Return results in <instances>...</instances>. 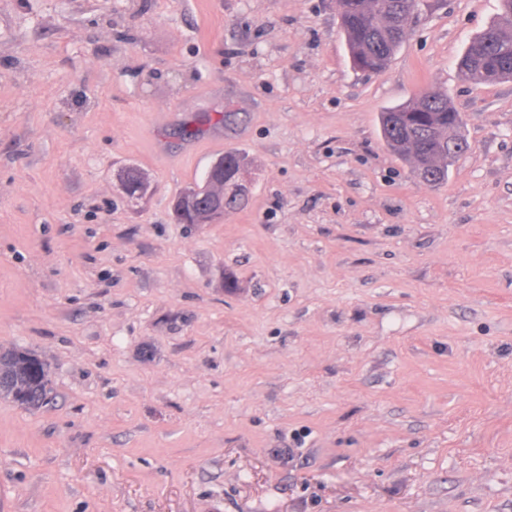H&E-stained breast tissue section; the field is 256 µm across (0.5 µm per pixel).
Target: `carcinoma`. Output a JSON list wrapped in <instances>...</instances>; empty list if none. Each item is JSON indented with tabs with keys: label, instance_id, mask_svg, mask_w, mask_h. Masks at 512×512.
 I'll return each mask as SVG.
<instances>
[{
	"label": "carcinoma",
	"instance_id": "obj_1",
	"mask_svg": "<svg viewBox=\"0 0 512 512\" xmlns=\"http://www.w3.org/2000/svg\"><path fill=\"white\" fill-rule=\"evenodd\" d=\"M341 28L354 68L371 72L389 65L405 39L417 0H339ZM457 68L472 80L489 84L512 80V0H498L495 19L474 37L457 59ZM463 119L445 93H425L410 102L380 113L382 134L401 159L427 149L428 166L418 178L435 184L448 178V139L466 149L461 134ZM247 167L238 152L224 154V182L236 180ZM128 197L144 189L135 167L124 171ZM52 380L44 362L20 349L0 350V398L23 409H38L48 400Z\"/></svg>",
	"mask_w": 512,
	"mask_h": 512
}]
</instances>
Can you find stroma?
Listing matches in <instances>:
<instances>
[{"label":"stroma","mask_w":512,"mask_h":512,"mask_svg":"<svg viewBox=\"0 0 512 512\" xmlns=\"http://www.w3.org/2000/svg\"><path fill=\"white\" fill-rule=\"evenodd\" d=\"M497 5L376 74L337 0H0V348L54 392L0 399V512H512V81L456 68ZM424 90L437 185L378 122ZM227 151L247 206L175 223ZM463 119L446 93H425L410 102L380 113L382 134L390 149L401 159L411 161L414 173L428 184H435L448 178V157L453 156L457 147L448 137L458 142L464 152L466 141L461 134ZM427 148L429 164L424 156L415 158ZM428 164V166H426ZM419 169V167H424Z\"/></svg>","instance_id":"stroma-1"}]
</instances>
